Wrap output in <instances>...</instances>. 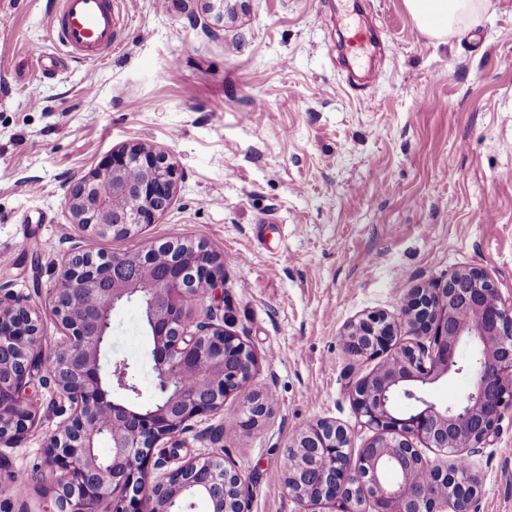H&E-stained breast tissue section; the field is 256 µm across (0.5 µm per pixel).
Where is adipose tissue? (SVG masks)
<instances>
[{
    "instance_id": "obj_1",
    "label": "adipose tissue",
    "mask_w": 512,
    "mask_h": 512,
    "mask_svg": "<svg viewBox=\"0 0 512 512\" xmlns=\"http://www.w3.org/2000/svg\"><path fill=\"white\" fill-rule=\"evenodd\" d=\"M405 5L424 35L445 39L463 25L477 23L489 0H405Z\"/></svg>"
}]
</instances>
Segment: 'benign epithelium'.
<instances>
[{
  "instance_id": "1",
  "label": "benign epithelium",
  "mask_w": 512,
  "mask_h": 512,
  "mask_svg": "<svg viewBox=\"0 0 512 512\" xmlns=\"http://www.w3.org/2000/svg\"><path fill=\"white\" fill-rule=\"evenodd\" d=\"M140 176L128 178L131 159ZM177 168L157 147L112 150L70 187L73 230L124 237L152 224L172 203ZM217 257L202 244L166 242L133 254L71 256L54 289L52 313L64 338L43 355L41 315L28 301L0 292V447L14 448L39 418L30 385L43 363L67 417L45 440L46 462L56 474L47 512H192L202 499L209 512H248L245 479L216 456L178 459L177 437L187 423L224 410L242 398L239 426L250 430L270 414L268 401L250 390L257 359L224 317L207 305L194 323L185 307L206 305L223 286ZM401 320L428 344L393 350L397 322L383 312L350 322L342 336L353 357L385 356L384 364L351 387L350 401L375 434L351 457V431L329 419L314 420L292 438L284 471L288 494L304 506L336 504L357 512H471L481 482L472 454L492 445L504 410L512 408V295L477 268L456 269L435 288H409ZM136 302L153 341L151 356L164 396L136 408L139 389L127 360L104 368L101 354L112 311ZM471 347L466 363L457 352ZM465 372L472 388L446 405L429 386ZM111 448L96 452L100 438ZM448 460L432 463L415 443ZM458 459L467 461L461 471Z\"/></svg>"
}]
</instances>
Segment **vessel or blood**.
I'll return each instance as SVG.
<instances>
[{
  "label": "vessel or blood",
  "mask_w": 512,
  "mask_h": 512,
  "mask_svg": "<svg viewBox=\"0 0 512 512\" xmlns=\"http://www.w3.org/2000/svg\"><path fill=\"white\" fill-rule=\"evenodd\" d=\"M57 37L74 58L107 57L115 44L112 0H62ZM382 47L377 25L368 20L351 28L337 51L345 66L356 68L355 80L361 83L373 79Z\"/></svg>",
  "instance_id": "1"
}]
</instances>
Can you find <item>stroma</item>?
I'll list each match as a JSON object with an SVG mask.
<instances>
[{"mask_svg":"<svg viewBox=\"0 0 512 512\" xmlns=\"http://www.w3.org/2000/svg\"><path fill=\"white\" fill-rule=\"evenodd\" d=\"M368 2L385 55L356 91L328 0H116L109 58L45 70L29 48L58 50L60 0H0V287L39 309L49 352L63 338L51 297L71 254L206 244L224 269L214 302L255 353L252 388L270 414L241 430L242 400L228 396L190 422L179 458L221 456L244 476L250 512H303L282 484L303 425L336 421L356 450L372 438L349 390L379 361L347 354L350 321L398 315L402 289L457 268L512 294V0H490L445 41L422 35L404 0ZM137 142L176 163L171 206L126 238L72 234V182ZM151 349L138 307L117 308L108 353L128 360L144 404ZM60 422L43 414L0 452V512L49 504L44 441ZM471 462L482 480L472 512H512V409Z\"/></svg>","mask_w":512,"mask_h":512,"instance_id":"35a3bbf8","label":"stroma"}]
</instances>
